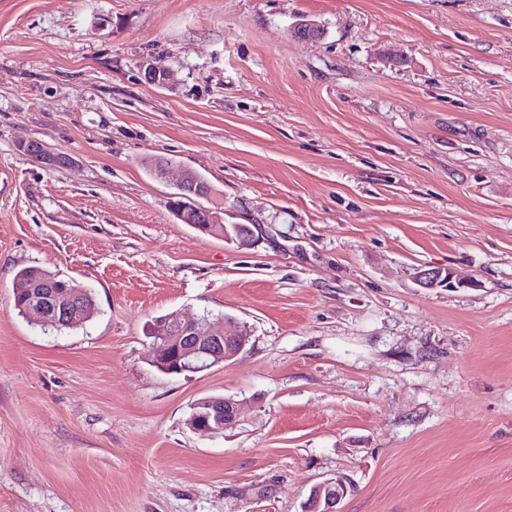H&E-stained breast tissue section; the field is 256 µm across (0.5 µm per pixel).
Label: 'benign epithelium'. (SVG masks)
I'll use <instances>...</instances> for the list:
<instances>
[{
  "label": "benign epithelium",
  "mask_w": 512,
  "mask_h": 512,
  "mask_svg": "<svg viewBox=\"0 0 512 512\" xmlns=\"http://www.w3.org/2000/svg\"><path fill=\"white\" fill-rule=\"evenodd\" d=\"M180 196H200L196 179L183 173L175 183ZM199 231L219 235L226 241L234 240L230 229L237 225L224 223L221 212L205 209V221L195 225ZM29 313L39 320L56 324L75 320L81 311L76 294L56 285L53 276L47 275L29 288ZM158 344L155 363L168 374L200 372L226 362L244 350L249 336L243 332L224 334L211 329L209 321L185 320L177 312L159 320L154 328ZM194 413L187 422L195 433L209 435L235 426L240 419L241 403L233 398L205 397L193 405ZM349 492L345 480L326 481L315 486L305 503L304 512H335L334 506Z\"/></svg>",
  "instance_id": "obj_1"
}]
</instances>
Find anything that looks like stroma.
I'll return each instance as SVG.
<instances>
[{
  "label": "stroma",
  "mask_w": 512,
  "mask_h": 512,
  "mask_svg": "<svg viewBox=\"0 0 512 512\" xmlns=\"http://www.w3.org/2000/svg\"><path fill=\"white\" fill-rule=\"evenodd\" d=\"M159 155L249 242L180 223ZM25 267L96 314L29 323ZM172 312L249 343L166 374ZM210 396L244 409L203 436ZM342 476L336 512H512V0H0V512H302ZM194 413L187 422L195 433L209 435L235 426L240 419L241 403L233 398L205 397L193 405Z\"/></svg>",
  "instance_id": "stroma-1"
}]
</instances>
